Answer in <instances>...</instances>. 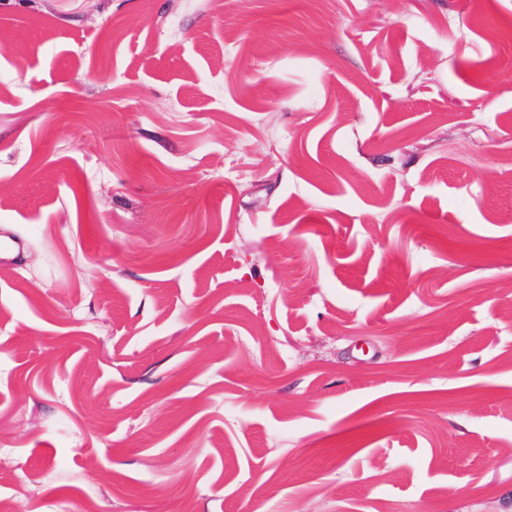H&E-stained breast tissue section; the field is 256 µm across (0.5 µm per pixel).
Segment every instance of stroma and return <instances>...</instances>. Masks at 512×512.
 <instances>
[{
  "mask_svg": "<svg viewBox=\"0 0 512 512\" xmlns=\"http://www.w3.org/2000/svg\"><path fill=\"white\" fill-rule=\"evenodd\" d=\"M0 496L512 512V0H0Z\"/></svg>",
  "mask_w": 512,
  "mask_h": 512,
  "instance_id": "stroma-1",
  "label": "stroma"
}]
</instances>
